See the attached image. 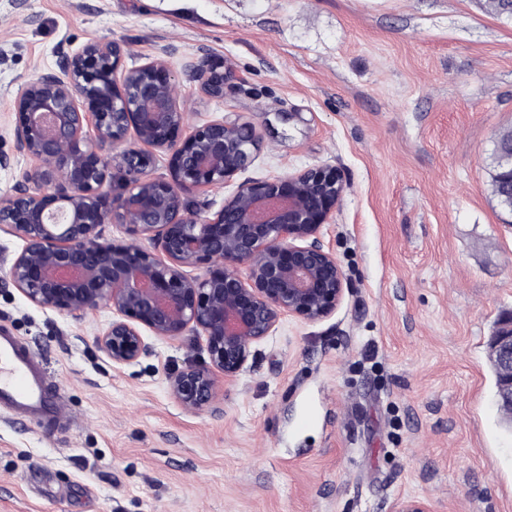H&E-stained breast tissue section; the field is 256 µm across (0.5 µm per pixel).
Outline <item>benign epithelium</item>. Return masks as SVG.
<instances>
[{"label":"benign epithelium","instance_id":"benign-epithelium-1","mask_svg":"<svg viewBox=\"0 0 512 512\" xmlns=\"http://www.w3.org/2000/svg\"><path fill=\"white\" fill-rule=\"evenodd\" d=\"M115 41L60 52L57 70L39 74L14 99L17 151L38 166L19 173L0 200V230L25 242L7 277L31 303L75 316L109 305L118 318L96 342L116 365L137 360L138 325L161 338L206 337L210 366L169 378L186 408L207 403L216 377L236 379L253 345L286 315L325 320L346 283L331 250L317 240L344 196L340 170L319 166L244 182L212 217L191 209L187 193L224 186L255 158L254 122L222 116L181 142L186 101L167 62L125 69ZM228 72L196 67L201 93L224 98ZM110 148L113 153L95 155ZM173 150L171 178L148 175L155 151ZM122 176L107 185L106 171ZM117 224L128 242L102 240ZM185 267L205 270L189 278ZM245 269L240 274L239 269ZM499 369L498 405L512 411V313L490 340ZM392 512H433L427 499L400 498Z\"/></svg>","mask_w":512,"mask_h":512}]
</instances>
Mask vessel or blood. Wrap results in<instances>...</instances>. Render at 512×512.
<instances>
[{
	"label": "vessel or blood",
	"mask_w": 512,
	"mask_h": 512,
	"mask_svg": "<svg viewBox=\"0 0 512 512\" xmlns=\"http://www.w3.org/2000/svg\"><path fill=\"white\" fill-rule=\"evenodd\" d=\"M0 409L50 426L56 422L57 395L42 359L5 329L0 330Z\"/></svg>",
	"instance_id": "vessel-or-blood-1"
}]
</instances>
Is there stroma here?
Returning a JSON list of instances; mask_svg holds the SVG:
<instances>
[{
    "mask_svg": "<svg viewBox=\"0 0 512 512\" xmlns=\"http://www.w3.org/2000/svg\"><path fill=\"white\" fill-rule=\"evenodd\" d=\"M160 56L189 125L236 113L260 136L237 181L338 167L321 241L349 291L327 319L284 317L241 375L185 409L170 375L206 341L141 334L138 361L97 346L110 307L81 316L0 282V328L44 361L52 429L0 413V512H512V435L488 361L512 311V214L488 164L512 127V21L483 0H0V198L32 159L11 103L59 44ZM236 69L223 99L188 64Z\"/></svg>",
    "mask_w": 512,
    "mask_h": 512,
    "instance_id": "stroma-1",
    "label": "stroma"
}]
</instances>
